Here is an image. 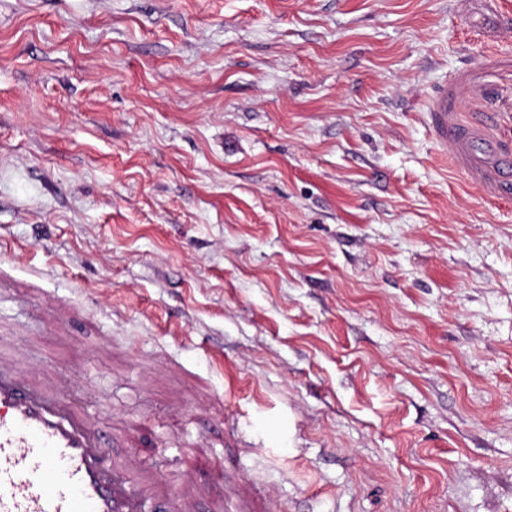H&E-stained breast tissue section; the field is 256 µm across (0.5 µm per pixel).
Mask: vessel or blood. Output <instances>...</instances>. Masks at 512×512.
<instances>
[{"instance_id": "b4317fda", "label": "vessel or blood", "mask_w": 512, "mask_h": 512, "mask_svg": "<svg viewBox=\"0 0 512 512\" xmlns=\"http://www.w3.org/2000/svg\"><path fill=\"white\" fill-rule=\"evenodd\" d=\"M430 114L448 142L443 99ZM101 436L63 398L0 366V512H176V502L100 449Z\"/></svg>"}]
</instances>
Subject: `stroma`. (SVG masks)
Listing matches in <instances>:
<instances>
[{"label": "stroma", "instance_id": "stroma-1", "mask_svg": "<svg viewBox=\"0 0 512 512\" xmlns=\"http://www.w3.org/2000/svg\"><path fill=\"white\" fill-rule=\"evenodd\" d=\"M470 136L512 149V0H0V364L185 512H512ZM430 113L431 122L437 139L441 145L448 143V113L444 112L446 109L444 100L442 98H434L431 101Z\"/></svg>", "mask_w": 512, "mask_h": 512}]
</instances>
